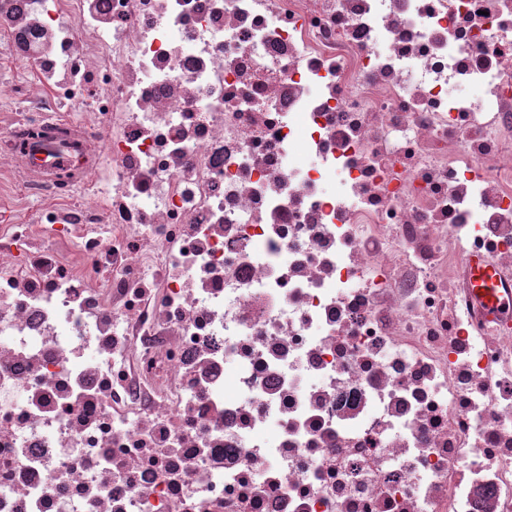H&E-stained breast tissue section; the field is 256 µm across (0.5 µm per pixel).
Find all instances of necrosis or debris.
<instances>
[{"instance_id": "4bbe7bcc", "label": "necrosis or debris", "mask_w": 512, "mask_h": 512, "mask_svg": "<svg viewBox=\"0 0 512 512\" xmlns=\"http://www.w3.org/2000/svg\"><path fill=\"white\" fill-rule=\"evenodd\" d=\"M512 0H0V512H512ZM472 279L476 286L474 290L493 317H507L504 311L505 302L500 299V282L492 269L482 260H475L472 265Z\"/></svg>"}]
</instances>
